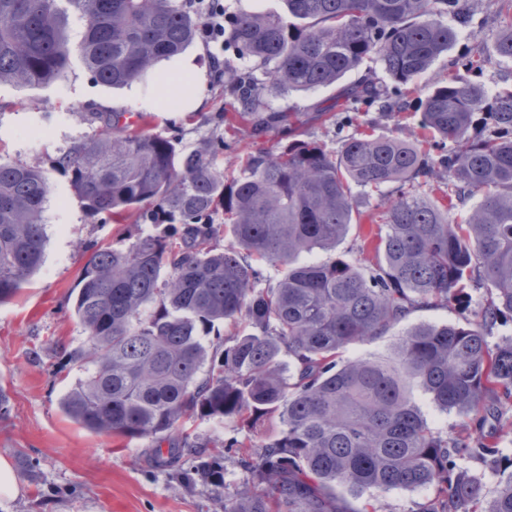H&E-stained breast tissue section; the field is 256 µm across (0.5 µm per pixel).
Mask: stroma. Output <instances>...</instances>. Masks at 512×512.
I'll return each instance as SVG.
<instances>
[{
  "instance_id": "obj_1",
  "label": "stroma",
  "mask_w": 512,
  "mask_h": 512,
  "mask_svg": "<svg viewBox=\"0 0 512 512\" xmlns=\"http://www.w3.org/2000/svg\"><path fill=\"white\" fill-rule=\"evenodd\" d=\"M469 35L459 37L417 81V96L446 80L453 60L466 52L484 56L481 70L469 80L498 90L512 85V62L501 61L492 47L505 30L506 15L497 14L487 0H470ZM203 69L204 105L200 111L160 112L152 105L155 75L129 86L111 89L97 84L81 61H73L67 77L41 87L0 85V158L18 161L42 171L49 184L44 210L47 235L43 264L18 295L0 304V393L8 412L0 418V457L12 466L19 495L8 512H223L225 498L234 495L242 471L234 453L224 446L235 436V426L195 422L191 428L204 440L203 448L185 449L174 467L156 468L152 441H128L91 432L71 421L60 400L81 376L70 353L86 334L72 311L71 292L77 276L96 249L138 232V213L121 223L90 213L75 194L68 172L58 159L72 146L93 136L96 112H126L144 116L151 132L192 149L224 135V113L234 100L225 94L207 47L195 42L185 52ZM336 87L308 93L265 97L268 112H315L334 102ZM391 136L395 121L378 108L359 113L357 120L305 123V137L341 147L364 129ZM467 309L458 306L419 308L385 336L345 351V358L386 352L397 336L421 324L465 323L478 320L488 293L468 283ZM224 460V482L214 486L190 483L184 472L195 457ZM477 473L485 499H492L512 474V443L503 442L497 460H465ZM432 492L427 488L390 490L350 497L351 512H418Z\"/></svg>"
}]
</instances>
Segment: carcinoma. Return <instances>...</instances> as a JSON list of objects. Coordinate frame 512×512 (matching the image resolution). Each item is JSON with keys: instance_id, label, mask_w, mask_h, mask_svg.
<instances>
[{"instance_id": "cac0c4a2", "label": "carcinoma", "mask_w": 512, "mask_h": 512, "mask_svg": "<svg viewBox=\"0 0 512 512\" xmlns=\"http://www.w3.org/2000/svg\"><path fill=\"white\" fill-rule=\"evenodd\" d=\"M284 3L283 13L227 17L224 51L251 67L224 61V91L241 111L223 114L220 142L187 151L124 112H96L98 132L59 158L92 213L138 211L153 227L97 249L79 273L73 309L86 340L71 360L82 377L60 406L94 433L152 439L161 466L179 458L176 438L203 446L178 437L186 419L259 437L278 417L279 433L258 447L224 443L243 472L224 512H351L338 485L357 495L429 487L419 512H478L481 481L457 459L492 458L512 435L498 419L512 399V336L487 341L512 322V87L491 93L455 73L421 101L411 140L364 132L338 151L302 140L300 113L265 112L264 96L328 87L376 60L395 92L358 78L314 118L378 103L400 126L416 79L459 36L444 17L465 25L470 9L467 0ZM196 39L179 0H0V83L61 81L77 52L97 82L126 86ZM495 52L512 62V28ZM243 126L276 143L246 153L228 177L219 156ZM433 182L448 186L440 200L423 191ZM390 184L380 212H355L353 188L381 194ZM48 192L41 171L0 162V303L41 267ZM364 220L377 225L380 262H298ZM263 263L282 268L276 282L264 281ZM472 279L490 295L479 322L416 326L385 355L337 360L416 308L464 305ZM224 322L245 332L224 336ZM415 384L438 410L475 415L479 437L436 429L412 400ZM223 471L212 457L186 479L219 485ZM485 512H512V475Z\"/></svg>"}]
</instances>
